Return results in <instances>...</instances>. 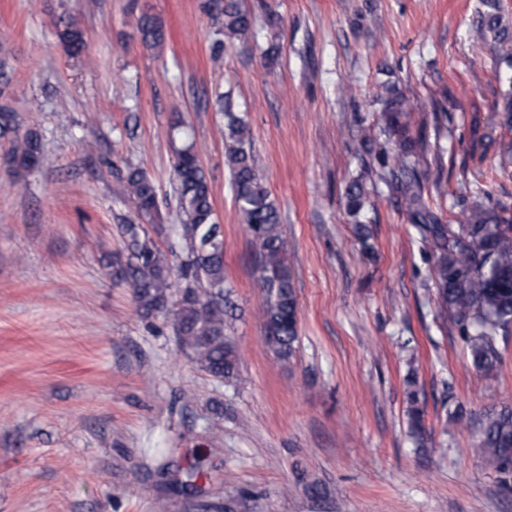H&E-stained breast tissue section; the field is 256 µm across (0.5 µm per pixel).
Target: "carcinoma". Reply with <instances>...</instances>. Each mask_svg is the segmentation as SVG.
<instances>
[{
    "instance_id": "1",
    "label": "carcinoma",
    "mask_w": 512,
    "mask_h": 512,
    "mask_svg": "<svg viewBox=\"0 0 512 512\" xmlns=\"http://www.w3.org/2000/svg\"><path fill=\"white\" fill-rule=\"evenodd\" d=\"M206 9L221 22L218 33L224 39L214 44L217 56L225 41L246 35L252 27L251 16L238 0H206ZM137 27L144 47L164 45L166 31L155 15L141 13ZM58 37L72 56L85 49L84 31L74 15L59 18ZM472 40L489 46L497 59V78L504 86L500 120L512 128V25L504 20L500 0H480ZM217 106L224 113L226 163L235 207L257 249L254 273L264 293L265 343L286 361L298 341V306L279 209L260 176L249 125L235 112L230 97H219ZM414 112L415 105L396 84L386 87L383 133L396 147L387 185L435 256L434 295L440 313L459 326L473 367L489 375L501 362L498 341L512 334V209L490 201L489 193L481 189V199L465 210L464 223H440L425 199L421 165L427 161L428 149L425 141L411 135ZM181 133L183 140L173 162L179 223H157L159 193L145 171L129 167L118 177L115 195L134 210L140 223L123 225L129 255L115 276L130 284L143 317L173 316L181 344L192 352L201 371L218 380L230 379L237 374V361L225 333L224 240L196 142L188 131ZM0 138L9 139L7 158L18 170L30 171L41 163L40 135L30 131L18 137L15 113L8 109L0 110ZM366 195L361 179L348 184L349 214L360 211ZM162 234L169 239L165 249L154 239ZM409 400V427L420 436L423 410L412 391ZM475 452L493 458L505 471L512 469L511 409L484 415Z\"/></svg>"
}]
</instances>
